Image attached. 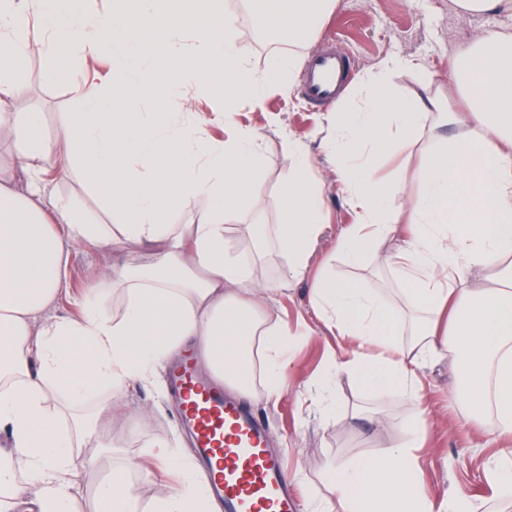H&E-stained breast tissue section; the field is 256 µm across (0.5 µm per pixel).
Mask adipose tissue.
I'll return each mask as SVG.
<instances>
[{"label": "adipose tissue", "mask_w": 512, "mask_h": 512, "mask_svg": "<svg viewBox=\"0 0 512 512\" xmlns=\"http://www.w3.org/2000/svg\"><path fill=\"white\" fill-rule=\"evenodd\" d=\"M160 0H118L109 13L86 9L84 0H0V137L19 150L12 161L23 187L0 183V512H13L31 497L38 512H85L69 479L88 439L112 448V439L54 403L89 400L101 385L120 389L129 380L152 382L188 345L209 358L214 372L234 388L249 380L243 367L261 358L267 397L289 384L288 336L271 320L269 286L228 251L230 225L255 210L261 198L263 133L239 128L211 140L193 113L171 112L173 101L202 96L232 116L244 101L261 102L292 83L295 56L275 69L253 70L239 42L236 19L221 0L206 10H164ZM255 25L274 29L289 43L314 39L332 0H251ZM82 58L105 59L103 74L78 87L76 112L52 136L43 116L21 111L25 87L19 64L33 49L52 59L70 48ZM391 59L369 76L352 104L337 106L334 133L323 145L353 217L337 248L360 263L364 245L382 246L397 228L406 239L388 262L413 288L421 319L402 343L401 320L371 289L319 280L316 317L347 343L330 353L324 374L353 372L365 385L403 386L419 398L416 370L428 361L466 351L459 366L468 403L498 406L494 429L512 435V36L478 39L459 74L477 84L474 106L453 111L445 96L398 99L388 74L404 68ZM452 124L457 133L431 150L427 119ZM290 166L282 184L279 222L273 229L288 254L287 281L303 276L310 247L326 222V205L307 148L285 137ZM431 153L417 195L404 211L388 206V188L376 175L375 157L387 150ZM63 157L99 205L91 220L77 202L47 193L49 158ZM208 206L195 213L199 199ZM186 214L183 224L173 214ZM76 244L153 251L144 266L127 258L113 267L111 287L119 310L104 315L97 292L81 318L53 314L61 291L64 255ZM477 272L472 287L466 272ZM153 324L158 338L146 336ZM88 349L89 361L73 365L71 352ZM422 430L410 440L361 457L329 473L343 512H471L467 495L435 503L420 478L415 453ZM155 467L177 479L143 504L127 469L141 478ZM101 512H216L204 473L195 470L173 438L155 440L147 461L131 460L97 481L91 496Z\"/></svg>", "instance_id": "adipose-tissue-1"}]
</instances>
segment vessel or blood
I'll use <instances>...</instances> for the list:
<instances>
[{
	"label": "vessel or blood",
	"instance_id": "1",
	"mask_svg": "<svg viewBox=\"0 0 512 512\" xmlns=\"http://www.w3.org/2000/svg\"><path fill=\"white\" fill-rule=\"evenodd\" d=\"M353 73L350 58L335 51L306 61L303 89L316 106L335 103ZM177 411L194 430L200 457L210 465L213 493L224 512H296L285 456L271 448L264 423L238 401L225 397L217 381L196 363L172 379Z\"/></svg>",
	"mask_w": 512,
	"mask_h": 512
}]
</instances>
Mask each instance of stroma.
Wrapping results in <instances>:
<instances>
[{"label":"stroma","instance_id":"35a3bbf8","mask_svg":"<svg viewBox=\"0 0 512 512\" xmlns=\"http://www.w3.org/2000/svg\"><path fill=\"white\" fill-rule=\"evenodd\" d=\"M226 10L237 18L239 40L250 65L258 71L273 68L282 53L273 49L277 35L254 28L249 0H224ZM512 34V18L494 14L463 12L456 0H335L321 20L313 41L293 44L298 60L321 50L330 39L355 56L358 67L354 80L342 94L349 102L362 82L392 57L421 63V73L399 69L390 75L398 97L447 95L452 106L467 109L468 103L456 85L452 69L466 57L474 41L489 32ZM26 87V103L45 115V132L53 134L67 113L74 111L73 91L87 75L72 64L53 72L40 52H33L21 63ZM239 125L260 129L265 140L261 207L232 224L228 250L247 255L253 275L259 282L274 286L270 302L273 318L287 327L290 345V384L281 397L263 394L260 378H253L252 395L243 399L266 424L271 447L288 459L291 481L301 490L303 501L328 495L326 472L358 457H372L383 448L404 441L409 430L424 426L426 443L421 449V477L436 498L465 490L480 512H512V501L493 497L485 479L500 449L511 446L512 438L491 429L493 412L478 411L456 400L462 379L451 358L427 363L417 372L423 407H416L401 388L372 389L349 373H339L330 384L335 409L330 416L317 414L312 397L335 336L311 312V291L316 274L326 269L332 279L371 289L399 312L412 313L415 301L393 267L386 264L384 252L398 247L401 236L390 237L385 250L366 249L360 265H350L336 253L337 239L352 215L326 166L321 142L330 132L328 110L312 111L301 93L300 84L290 90H274L262 105L241 103L235 115ZM292 135L310 151L318 180L329 208L328 222L315 243L306 275L289 289L279 284L288 271V257L275 245L261 254L251 249L250 234L255 227L271 231L280 206L279 184L288 173V154L283 135ZM381 180L400 182L401 191L392 193L389 206L402 208L416 195L420 161L418 156L394 157L383 153L376 159ZM124 260L123 252L108 245H75L71 248L62 281L63 290L54 308L58 315H78L79 302L88 289L102 288L113 266ZM111 407L112 421L106 429L121 447L113 455L114 464L124 458L145 454L159 437H177L186 456H194L191 432L179 420L171 399L166 372H159L156 384L128 381L119 394L102 391L83 403L81 412L94 415Z\"/></svg>","mask_w":512,"mask_h":512}]
</instances>
